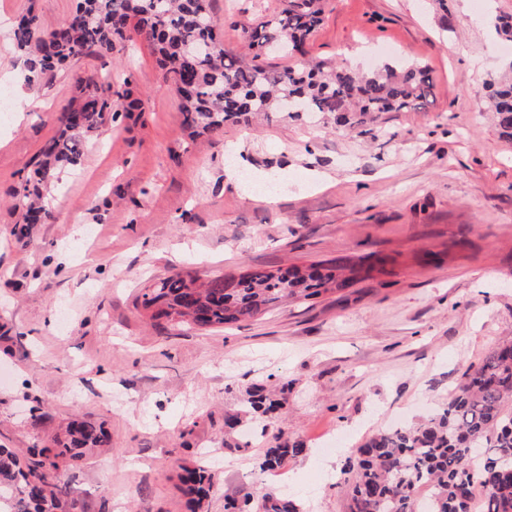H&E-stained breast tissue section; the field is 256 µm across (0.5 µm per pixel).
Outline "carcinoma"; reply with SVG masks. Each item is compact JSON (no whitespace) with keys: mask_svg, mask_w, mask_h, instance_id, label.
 <instances>
[{"mask_svg":"<svg viewBox=\"0 0 512 512\" xmlns=\"http://www.w3.org/2000/svg\"><path fill=\"white\" fill-rule=\"evenodd\" d=\"M326 0H283V7L242 29L246 53L227 50L211 12V0H78L75 12L51 30L29 7L13 29L29 88L44 86L68 63L106 56L143 41L176 85L184 126L192 134H219L226 124H250L282 111L294 100L295 116L340 114L361 126L383 112H418L433 79L420 63H385L363 71L349 63L309 62L281 68L268 52L305 54L309 36L324 21ZM488 108L500 134L512 138V63L509 74L489 83ZM141 101L89 94L58 118L55 135L41 148L34 169L17 193L24 224L53 218L42 203V186L83 156L85 136ZM385 261L354 263L337 258L308 266L224 276L203 282L189 272L160 277L142 288L141 305L171 326L217 328L254 319L288 300H309L340 291L384 271ZM277 409L264 386L246 389L241 413L256 418ZM268 435L263 427L260 436ZM270 436V435H268ZM107 443L96 424L76 420L53 440L54 448H30L22 457L0 446V512H68L56 480L60 463L76 464ZM305 451L298 441L270 436L259 468L274 470ZM183 489L201 503L213 487L205 467L186 471ZM347 512H512V341L469 366L443 408L428 419L382 430L353 450L336 482ZM225 512H300L288 499L251 493L224 504Z\"/></svg>","mask_w":512,"mask_h":512,"instance_id":"obj_1","label":"carcinoma"}]
</instances>
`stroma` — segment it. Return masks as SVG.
I'll return each mask as SVG.
<instances>
[{"label":"stroma","instance_id":"1","mask_svg":"<svg viewBox=\"0 0 512 512\" xmlns=\"http://www.w3.org/2000/svg\"><path fill=\"white\" fill-rule=\"evenodd\" d=\"M77 0H0V83L20 91L13 24L43 27ZM330 0L305 55L426 64L434 97L365 131L277 116L189 137L174 84L146 43L72 62L0 126V445H50L67 423L103 425L108 449L64 467L71 512H190L183 468L215 453L201 512L272 490L301 512H346L335 475L364 437L431 415L462 372L512 337V141L487 118V85L512 61L495 16L512 0ZM281 0H212L226 49ZM112 74L141 112L103 126L51 184L54 219L25 238L16 192L77 81ZM240 145L230 153L231 145ZM376 253L385 273L225 328H160L146 279H205ZM254 383L285 385L271 432L303 442L280 469L224 424Z\"/></svg>","mask_w":512,"mask_h":512}]
</instances>
